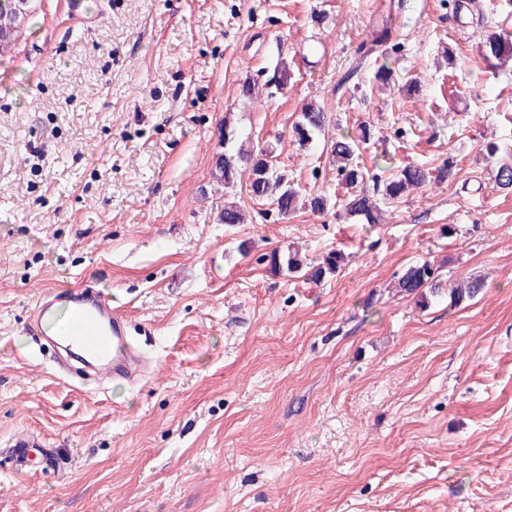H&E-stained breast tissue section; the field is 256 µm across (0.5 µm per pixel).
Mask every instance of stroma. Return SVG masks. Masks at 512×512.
<instances>
[{"instance_id": "stroma-1", "label": "stroma", "mask_w": 512, "mask_h": 512, "mask_svg": "<svg viewBox=\"0 0 512 512\" xmlns=\"http://www.w3.org/2000/svg\"><path fill=\"white\" fill-rule=\"evenodd\" d=\"M69 2L36 0L0 58V512H512V64L479 51L512 0H82L81 26ZM282 58L285 89L241 96ZM310 102L331 119L303 146ZM228 114L331 208L283 220L213 181ZM362 127L366 192L407 165L452 178L347 217L330 145ZM227 201L246 223H219ZM293 248L344 264L316 283L261 260ZM425 259L482 290L397 293ZM83 284L130 320L136 385L28 335L41 297Z\"/></svg>"}]
</instances>
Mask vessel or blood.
I'll return each mask as SVG.
<instances>
[{"label": "vessel or blood", "instance_id": "obj_1", "mask_svg": "<svg viewBox=\"0 0 512 512\" xmlns=\"http://www.w3.org/2000/svg\"><path fill=\"white\" fill-rule=\"evenodd\" d=\"M31 334L68 350L71 359L99 379L133 382L140 353L129 342L128 323L102 289L86 286L40 299Z\"/></svg>", "mask_w": 512, "mask_h": 512}]
</instances>
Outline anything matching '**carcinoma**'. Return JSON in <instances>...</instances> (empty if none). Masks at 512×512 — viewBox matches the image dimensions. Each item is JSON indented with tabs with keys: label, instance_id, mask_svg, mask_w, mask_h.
Instances as JSON below:
<instances>
[{
	"label": "carcinoma",
	"instance_id": "cac0c4a2",
	"mask_svg": "<svg viewBox=\"0 0 512 512\" xmlns=\"http://www.w3.org/2000/svg\"><path fill=\"white\" fill-rule=\"evenodd\" d=\"M32 8L33 0H0V56L9 52L22 36L23 30L16 29L17 20H27ZM387 37L388 30L384 27L380 28L372 38L358 44L356 54L361 57L368 56ZM483 50L484 58L488 62L496 60L501 63L512 58V39L495 31L491 32L483 41ZM327 120V112L323 107L314 104L305 106L293 129L295 138L300 144H307L324 130ZM370 138V131L363 128L355 137H343L334 142L331 146V154L336 160L337 175L346 186L344 199L346 213L365 224H377L380 219V208L376 200L363 190L362 185L366 174L354 161L360 145L367 143ZM220 145L223 151L216 154L212 170L213 180L227 187L232 186L240 171L246 169L249 171L247 187L251 198L271 201L276 206L277 213L284 217L298 209L301 190L289 181L287 174L278 170L268 160L266 152L255 153L239 142L238 130L228 114L224 117V128L220 132ZM452 175V165L449 163L442 165L434 176L427 168L407 165L383 183L380 189L381 196L387 200L403 198L433 179L442 182ZM495 179L498 188L512 190V160L500 163ZM219 221L228 226L243 223L240 207L234 202L224 203V207L219 212ZM266 258L276 272L286 270L296 273L305 267L308 268V276L315 283L335 276L343 263L342 254L337 251L329 252L321 262L314 265L308 264L295 251L282 255L275 250L267 254ZM425 288L429 289L433 295L442 292L441 280L428 262L410 266L397 281V291L402 294L420 295ZM481 288L482 284L477 279L462 280L449 289V297L451 302L458 304L466 298L476 296Z\"/></svg>",
	"mask_w": 512,
	"mask_h": 512
}]
</instances>
